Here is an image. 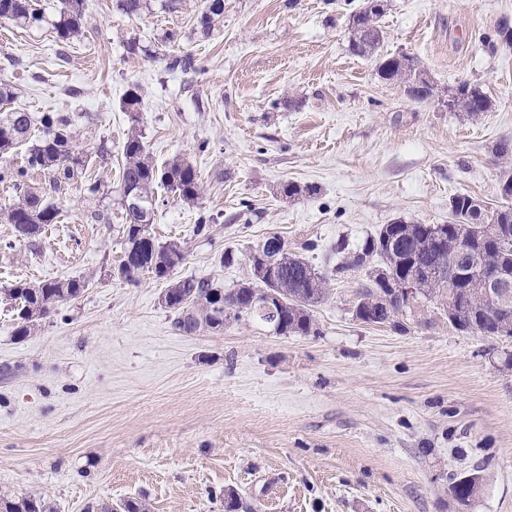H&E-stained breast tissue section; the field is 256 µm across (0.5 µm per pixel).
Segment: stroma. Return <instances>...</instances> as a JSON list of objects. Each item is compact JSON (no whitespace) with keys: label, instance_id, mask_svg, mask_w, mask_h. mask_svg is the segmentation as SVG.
<instances>
[{"label":"stroma","instance_id":"1","mask_svg":"<svg viewBox=\"0 0 512 512\" xmlns=\"http://www.w3.org/2000/svg\"><path fill=\"white\" fill-rule=\"evenodd\" d=\"M41 22L0 20V81L9 105L72 112L76 146L108 157L50 200L58 223L17 240L0 223V495L48 512H100L126 500L149 512H512V340L454 330L438 305L404 312L405 331L353 315L364 271L336 272L380 225L451 221L470 194L495 208L512 175V0H387L384 54L416 57L434 93L410 99L348 48L363 0H224L209 36L204 0H148L137 17L85 0L82 39L60 43L58 0ZM176 31L177 43L164 42ZM136 52L126 48L128 41ZM192 53L171 73L166 54ZM479 86L491 106L448 109L452 89ZM142 94L139 129L156 164L188 160L197 202L158 189L150 227L185 247L176 279L231 288L252 277L269 234L330 275L317 335H279L257 320L188 335L161 304L168 280L117 275L120 109ZM314 187L285 199L282 184ZM217 216L198 236L200 214ZM233 263H225V251ZM83 276L29 337L15 336L6 288ZM171 277V278H172ZM484 469L481 494L459 505L448 476Z\"/></svg>","mask_w":512,"mask_h":512}]
</instances>
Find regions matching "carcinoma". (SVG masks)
I'll return each mask as SVG.
<instances>
[{"instance_id":"1","label":"carcinoma","mask_w":512,"mask_h":512,"mask_svg":"<svg viewBox=\"0 0 512 512\" xmlns=\"http://www.w3.org/2000/svg\"><path fill=\"white\" fill-rule=\"evenodd\" d=\"M146 0H116V8L129 17H137ZM224 14V0H206L199 21L201 33L210 34L215 18ZM383 12L371 6V0L353 14L349 26V48L359 57L376 61L378 77L408 88L415 84L414 100L431 97L427 74L415 57L382 56L379 49L384 31L379 25ZM0 19L26 26L42 19L32 8V0H0ZM58 40L70 42L83 36L84 0H60L59 19L54 24ZM166 69L187 73L195 69L193 55L186 52L164 58ZM456 109L477 115L489 109L490 101L477 87L459 86L450 97ZM140 95L137 88L127 91L121 102L132 124L131 133L122 147L119 203L124 208L122 233L128 264L119 265L118 274L128 282L138 280L150 270L169 275L185 258L183 247L176 242L160 243L150 232L155 216V187L162 186L177 198L196 201L201 193L193 165L172 160L157 166L147 151L139 124ZM75 124L68 112H7L0 117V157L27 146L24 164L0 168V182L18 183L31 172L48 178L49 189L56 192L62 181L87 170L93 158H104L105 149L78 151L73 145ZM134 195L137 206L126 208V197ZM473 196L458 194L450 199L454 223L445 225V239L436 244L428 224H411L396 220L381 225L363 245L352 252L339 269L369 268L388 270L398 276L417 275V301L438 302L448 312V323L455 329L489 339H512V324H503L498 302L484 294L482 281L485 267L512 276V247L499 245L500 230L512 228V206L501 205L491 211L492 219L478 222L471 202ZM59 210L43 195L30 194L21 202L0 210V218L14 227L19 240L32 239L45 224H55ZM255 281L226 288L207 279L184 278L174 281L161 299L172 315L176 330L193 334L198 331H221L224 323L242 318L262 319L258 308L270 301L278 316L274 331L281 335L308 336L316 333L313 308L327 295L329 277L316 270L303 256L288 247V241L272 234L258 244L249 258ZM457 264L466 276L444 288L434 273H446ZM89 281L81 278L59 279L40 284L19 283L9 289L20 300L15 335L26 337L35 332L41 320L58 302L80 296ZM363 302L362 320L369 325H389L405 330L398 321L403 306L394 290L374 277L367 278L358 293ZM483 468L475 466L454 476L449 484L452 497L468 505L482 491ZM44 505L35 498L15 500L0 498V512H43Z\"/></svg>"}]
</instances>
